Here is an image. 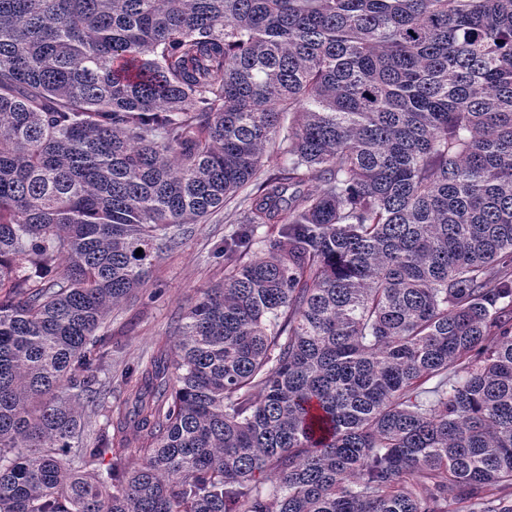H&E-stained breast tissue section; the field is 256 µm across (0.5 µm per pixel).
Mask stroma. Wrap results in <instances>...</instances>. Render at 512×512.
Masks as SVG:
<instances>
[{
    "label": "stroma",
    "mask_w": 512,
    "mask_h": 512,
    "mask_svg": "<svg viewBox=\"0 0 512 512\" xmlns=\"http://www.w3.org/2000/svg\"><path fill=\"white\" fill-rule=\"evenodd\" d=\"M230 230L221 213L194 225L182 244L155 261L135 296L106 319L101 333L112 339V361L98 377L111 388L113 405L126 402V369L146 363L200 293L223 281L222 249Z\"/></svg>",
    "instance_id": "obj_1"
}]
</instances>
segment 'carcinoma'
Here are the masks:
<instances>
[{"label": "carcinoma", "mask_w": 512, "mask_h": 512, "mask_svg": "<svg viewBox=\"0 0 512 512\" xmlns=\"http://www.w3.org/2000/svg\"><path fill=\"white\" fill-rule=\"evenodd\" d=\"M230 202L112 408L101 324ZM450 491L512 512V0H0V512Z\"/></svg>", "instance_id": "1"}]
</instances>
